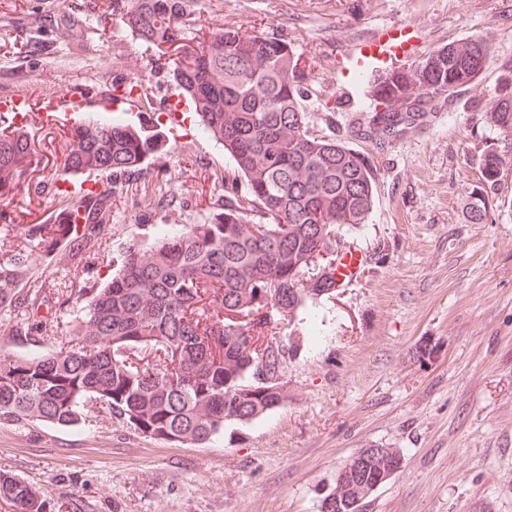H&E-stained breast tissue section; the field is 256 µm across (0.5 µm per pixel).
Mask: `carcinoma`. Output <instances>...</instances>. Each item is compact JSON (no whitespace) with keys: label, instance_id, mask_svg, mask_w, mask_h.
Wrapping results in <instances>:
<instances>
[{"label":"carcinoma","instance_id":"cac0c4a2","mask_svg":"<svg viewBox=\"0 0 512 512\" xmlns=\"http://www.w3.org/2000/svg\"><path fill=\"white\" fill-rule=\"evenodd\" d=\"M192 0H101L102 18L121 12L133 38L165 58L172 77L219 142L233 167L224 197L202 224L127 248L102 288L71 290L81 302L59 336V348L39 357L0 354V421L40 420L69 426L89 406L153 438L202 445L228 422L265 415L288 397L272 384L285 373L291 346L278 339L283 321L336 293L345 254L338 228L366 222L373 207L367 160L334 136L310 132L304 110L305 64L276 37L238 28L192 34ZM73 12L38 17L37 31L70 30ZM492 59L489 42L467 38L431 51L418 63L385 73L368 86L375 102L356 134L382 148L422 123L442 95L476 83ZM497 132L482 154L487 182L512 162V66L485 107ZM0 132V202L26 176L32 147L26 129ZM163 132L126 118L80 122L67 137L55 175L100 172L106 181L76 207L82 232L31 224L35 248L18 246L0 261V309L21 312L13 336L33 341L27 312L51 304L19 289L40 257L64 246L77 254L104 234L112 195L143 174L163 150ZM396 448L363 465L345 463L333 491L358 512L354 493L375 482ZM0 498L17 512H43L44 493L0 472Z\"/></svg>","mask_w":512,"mask_h":512}]
</instances>
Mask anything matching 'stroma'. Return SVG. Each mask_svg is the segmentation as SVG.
<instances>
[{
    "instance_id": "35a3bbf8",
    "label": "stroma",
    "mask_w": 512,
    "mask_h": 512,
    "mask_svg": "<svg viewBox=\"0 0 512 512\" xmlns=\"http://www.w3.org/2000/svg\"><path fill=\"white\" fill-rule=\"evenodd\" d=\"M91 13L90 0H0V103L85 100L73 116L104 111L133 90L141 112L179 100L167 64L133 39L120 16L49 31L46 51L25 47L40 13ZM199 25L254 29L288 42L308 65L306 110L314 135H336L370 163L374 204L365 224L342 229L362 254L357 277L334 298L282 326L293 346L288 399L201 445L138 433L93 407L72 426L0 422V471L44 491V512H320L337 471L362 448H397L403 466L361 512H512V163L485 183L481 155L495 136L483 107L512 65V0H198ZM408 25L427 55L472 36L492 60L476 85L380 149L353 136L370 102L353 80L357 46L379 28ZM332 122H325V113ZM27 181L0 203V228L45 224L74 199L55 187L64 124L31 116ZM232 165L196 121L167 132L164 152L112 199V220L89 255L58 250L41 260L44 292L104 284L127 247L159 221L199 224L224 193ZM176 201L166 218L152 204ZM489 223H471L470 195ZM77 311L40 306L36 341L12 334L0 311V349L36 356Z\"/></svg>"
}]
</instances>
